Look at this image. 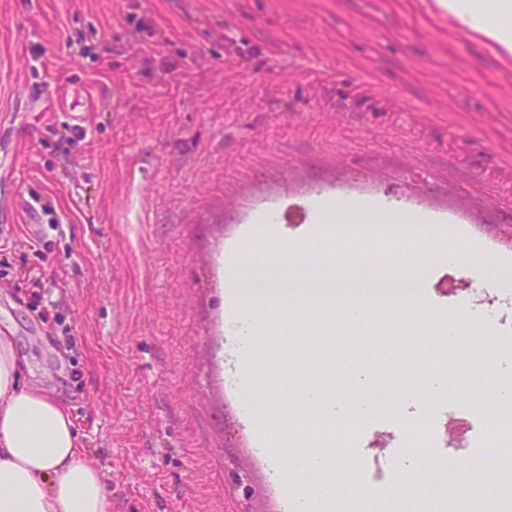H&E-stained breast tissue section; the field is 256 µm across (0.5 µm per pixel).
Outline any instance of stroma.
Wrapping results in <instances>:
<instances>
[{
    "label": "stroma",
    "instance_id": "1",
    "mask_svg": "<svg viewBox=\"0 0 512 512\" xmlns=\"http://www.w3.org/2000/svg\"><path fill=\"white\" fill-rule=\"evenodd\" d=\"M446 216L427 224L337 226L313 235L320 200ZM512 218V56L462 30L436 0H0V332L24 380L67 403L112 512H276L268 459L240 400L287 403V374L362 401L376 381L332 373L333 355L387 349L425 359L382 308L354 334L328 323L333 355L309 343L307 314L273 295L254 385L227 398L226 280L291 268L325 279L386 274L384 252L419 271L420 330L464 322L474 384H455L453 416L512 390V357L468 288L499 293L508 274L499 224ZM37 275L36 308L26 292ZM359 448L395 450L376 403ZM446 512H496L512 484L498 449L481 474H441ZM246 476L243 494L237 476Z\"/></svg>",
    "mask_w": 512,
    "mask_h": 512
}]
</instances>
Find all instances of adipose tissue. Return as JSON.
<instances>
[{
	"instance_id": "1",
	"label": "adipose tissue",
	"mask_w": 512,
	"mask_h": 512,
	"mask_svg": "<svg viewBox=\"0 0 512 512\" xmlns=\"http://www.w3.org/2000/svg\"><path fill=\"white\" fill-rule=\"evenodd\" d=\"M436 4L463 29L512 54V29L493 22L479 0ZM282 285L275 277L247 287L229 281V323L257 333L256 304ZM85 454L67 405L45 387L24 383L14 343L0 333V512H112L106 477Z\"/></svg>"
}]
</instances>
